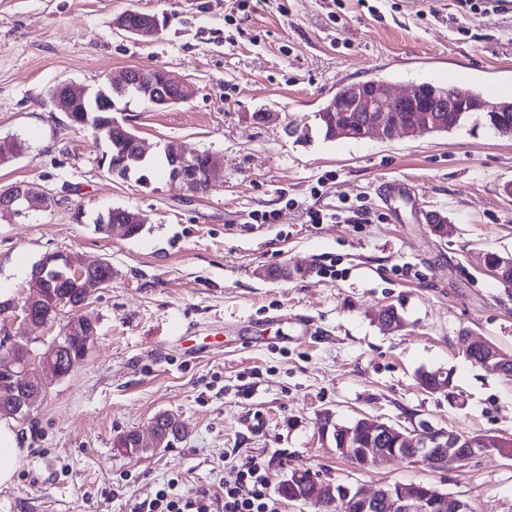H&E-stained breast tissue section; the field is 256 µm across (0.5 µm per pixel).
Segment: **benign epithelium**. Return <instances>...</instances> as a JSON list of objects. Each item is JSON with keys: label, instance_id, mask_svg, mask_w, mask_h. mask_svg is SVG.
<instances>
[{"label": "benign epithelium", "instance_id": "benign-epithelium-1", "mask_svg": "<svg viewBox=\"0 0 512 512\" xmlns=\"http://www.w3.org/2000/svg\"><path fill=\"white\" fill-rule=\"evenodd\" d=\"M140 27L130 26L125 14H120L113 21V28L128 35L141 37L146 33H157L161 29L159 17L152 13H140ZM164 81L174 86L177 95L159 98L158 86L151 73L138 69L124 72L119 79L112 81V86L125 88L134 83L141 86V94L147 105L151 107H168L185 103L195 95L194 87L187 81L160 70ZM52 105L65 115L73 111V103L69 91V83L57 85V93L51 100ZM340 112L360 113V123L356 127L344 124L338 119ZM446 112H511V102L491 103L479 93L460 88L437 85L430 82L411 85L406 91L396 93L382 79H371L352 82L340 88L329 99L319 112L315 114L317 122L325 125L331 139H362L375 135L383 140H392L398 134L407 137L416 135L419 131L429 133L439 132L448 128V122L443 118ZM82 127L120 133L135 147V152L146 155L144 144L139 136L128 131L127 123L112 115L107 117V126L100 127L89 120L80 123ZM175 171L171 180L182 183L193 194L202 192L203 186L212 185V174L219 166L211 161L204 174L195 171V164L200 153H187L180 146L173 145ZM45 193L36 185L16 183L0 191V214H20L25 210L37 208L36 198ZM59 262L67 265V269L82 282L83 298H88L92 291L101 289L109 281L99 277L97 271L109 265L100 260L89 263L75 254L49 253L42 257L35 268V273L29 281V291L20 303L12 300L0 304L11 312H18L29 324L45 327L47 323L36 317L32 308L44 298L47 269ZM485 269L497 280L504 283L512 270V254H499L495 261H484ZM466 358L473 357L479 351L485 366L496 374L512 377V354L503 351L489 340L464 332ZM0 370L10 375V381L19 387L13 407L22 415L30 403L31 378L28 370L13 373L11 363L6 358L0 359ZM323 440L338 439L343 447L337 452L352 461L365 464L377 463L390 459L388 450L378 447V444L391 436L404 448L414 449L410 461L426 463L436 469L443 470L450 464L462 465L475 457L495 449L507 440L490 435H467L455 430L430 429L408 431L404 427L380 419L362 417L349 426L339 425L333 421L320 429ZM293 481L300 486H311L313 491L307 496V501L314 504L318 500L330 496L332 504L342 512H469L466 502L459 498L440 492L434 486L426 487L422 483H394L380 487L374 492L368 491L359 484L324 483L315 480L306 472L296 471L291 475Z\"/></svg>", "mask_w": 512, "mask_h": 512}]
</instances>
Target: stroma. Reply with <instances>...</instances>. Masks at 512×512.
<instances>
[{"mask_svg":"<svg viewBox=\"0 0 512 512\" xmlns=\"http://www.w3.org/2000/svg\"><path fill=\"white\" fill-rule=\"evenodd\" d=\"M132 9L164 26L145 41L115 32ZM135 67L165 69L196 96L166 109L117 101L148 158L178 142L219 155L211 190L193 194L152 168L147 182L108 174L104 142L51 104L63 81L96 90ZM424 81L512 99V14L458 0H0V138L22 154L0 186L37 184L50 209L0 216V280L14 296L45 254L112 265L80 314L97 335L71 373L47 382L18 425L26 442L0 512H131L174 483L224 512V479L254 460L271 489L292 472L368 490L424 481L471 512H512V459L495 452L437 470L396 458L361 466L323 441L324 414L368 415L512 438V378L471 363L463 332L512 352V296L484 252L512 253V139L484 124L386 141L325 140L315 114L345 84ZM123 207L141 233H101ZM324 221L310 223L309 211ZM278 212L271 223L258 214ZM455 228L434 234L427 212ZM288 269L287 278L258 276ZM394 307L390 333L376 315ZM302 318L307 338L279 334ZM191 330L194 351L181 333ZM450 392L423 389L422 371ZM188 434L156 454L115 448L149 434L158 413Z\"/></svg>","mask_w":512,"mask_h":512,"instance_id":"1","label":"stroma"}]
</instances>
